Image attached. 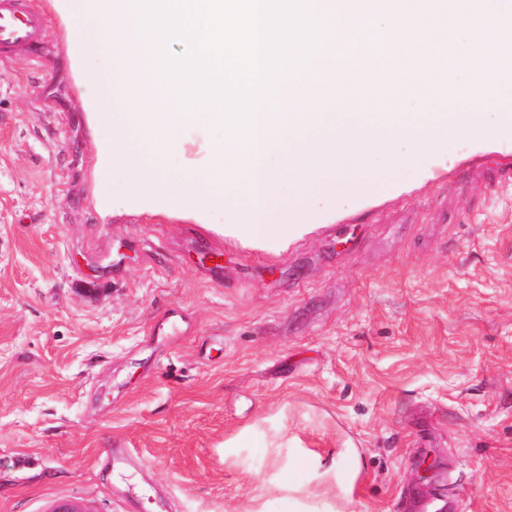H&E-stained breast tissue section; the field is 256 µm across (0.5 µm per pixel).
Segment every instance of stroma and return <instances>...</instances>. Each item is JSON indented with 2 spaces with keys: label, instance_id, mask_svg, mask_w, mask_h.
Listing matches in <instances>:
<instances>
[{
  "label": "stroma",
  "instance_id": "stroma-1",
  "mask_svg": "<svg viewBox=\"0 0 512 512\" xmlns=\"http://www.w3.org/2000/svg\"><path fill=\"white\" fill-rule=\"evenodd\" d=\"M49 67L0 61V512H289V466L351 449L345 512H512V155L460 138L408 190L285 253L102 216L100 59L57 0ZM251 431L267 448L225 451Z\"/></svg>",
  "mask_w": 512,
  "mask_h": 512
}]
</instances>
